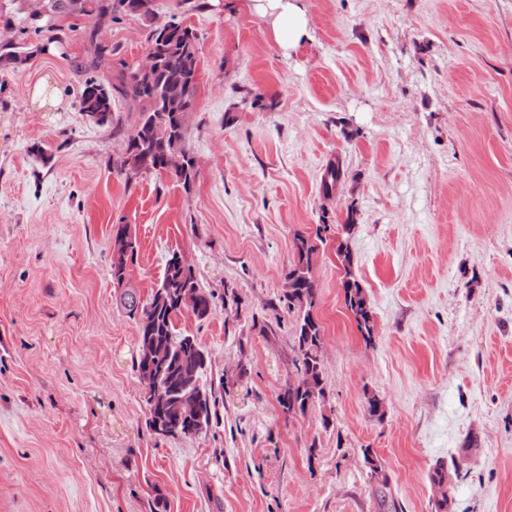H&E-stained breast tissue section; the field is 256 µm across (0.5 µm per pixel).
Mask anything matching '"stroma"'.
Wrapping results in <instances>:
<instances>
[{
	"instance_id": "obj_1",
	"label": "stroma",
	"mask_w": 512,
	"mask_h": 512,
	"mask_svg": "<svg viewBox=\"0 0 512 512\" xmlns=\"http://www.w3.org/2000/svg\"><path fill=\"white\" fill-rule=\"evenodd\" d=\"M206 2L155 0L198 36L190 187L126 180L123 136L81 115L92 20L0 71V512H380L368 451L397 512H512V0H299L308 37L288 51L254 0ZM99 38L128 62L147 52L134 16ZM115 224L136 229L141 298L172 251L204 288L242 298L236 321L220 300L207 321L178 319L213 378L249 369L201 434L146 426L137 327L110 275ZM320 224L327 399L289 417L295 317L271 305L295 235ZM349 271L369 342L344 306ZM255 314L279 319L274 335L252 330ZM344 303L354 317L365 341H372L373 323L366 294L352 272H346L342 281Z\"/></svg>"
}]
</instances>
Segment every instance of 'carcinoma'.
I'll list each match as a JSON object with an SVG mask.
<instances>
[{
	"label": "carcinoma",
	"instance_id": "obj_1",
	"mask_svg": "<svg viewBox=\"0 0 512 512\" xmlns=\"http://www.w3.org/2000/svg\"><path fill=\"white\" fill-rule=\"evenodd\" d=\"M19 19V30L25 35L33 32L41 42L16 41L0 45V68L19 69L45 43L60 44L67 31L60 24L62 17H88L102 23L123 14L138 17L147 30L150 54L155 57L152 70L142 72L124 60L117 63L116 84L107 89L97 78L85 79L79 104L84 113L97 112L99 124L117 132H126L121 165H137L146 172L166 175L189 187L198 170L192 165L189 148L190 124L186 112H195L198 97V37L190 26L182 25L177 16L160 20L154 0H10ZM93 46L90 63L76 67L86 71L98 68L112 56V48L98 41V27L83 31ZM131 98L140 104L129 129L113 112L115 97ZM345 176L342 168L328 164L321 177L323 195L336 190V183ZM112 234L130 240L128 260L137 261L139 243L129 224L112 225ZM317 245L305 235L295 241L294 260L285 275L288 291L279 304L296 316L293 357L294 376L281 389L278 402L290 417L304 416L327 399L323 379L322 329L314 315L318 302V286L312 274L311 259ZM336 253L344 266L342 281L344 303L354 317L364 340L372 342L373 323L370 304L358 280L354 277L352 257L345 241H340ZM113 287L120 290L117 301L137 325V350L132 360L135 373L144 367L142 351L151 339L165 341L172 351L156 363L160 394L146 425L155 430L157 421L178 428L180 435H189L186 404L199 406L203 425L210 428L218 423L217 400L212 387L203 381L207 371L205 351L195 337L177 328L176 321L186 313L198 321L210 317L215 308V293L202 287L192 266L183 255L174 252L165 262L163 275L149 297L142 301L136 289L123 284V270L110 265Z\"/></svg>",
	"mask_w": 512,
	"mask_h": 512
}]
</instances>
